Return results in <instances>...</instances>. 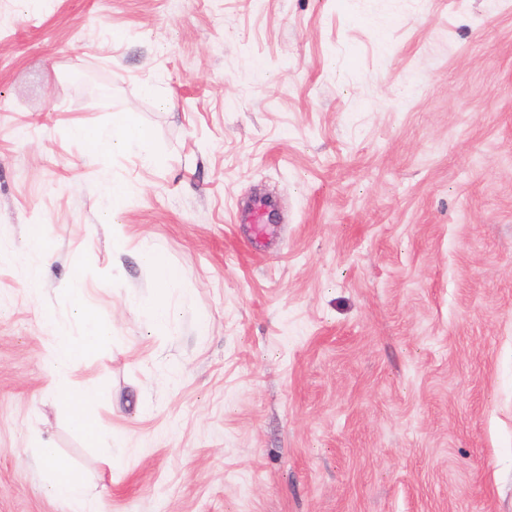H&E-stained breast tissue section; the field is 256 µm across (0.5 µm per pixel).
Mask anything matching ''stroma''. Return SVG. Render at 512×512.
I'll return each mask as SVG.
<instances>
[{"instance_id":"1","label":"stroma","mask_w":512,"mask_h":512,"mask_svg":"<svg viewBox=\"0 0 512 512\" xmlns=\"http://www.w3.org/2000/svg\"><path fill=\"white\" fill-rule=\"evenodd\" d=\"M116 112L151 165L71 136ZM77 276L108 449L44 365ZM42 439L108 512H512V0H0V512H69ZM140 259L145 266L151 269L155 284L154 292L142 303L149 309L156 323L168 326L171 323L169 297L174 292L183 289L181 288V275L156 250L150 248L140 250ZM22 265L24 287L30 294L35 296L40 295L44 287L41 263L24 257L22 259Z\"/></svg>"}]
</instances>
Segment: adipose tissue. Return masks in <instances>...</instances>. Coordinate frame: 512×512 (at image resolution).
<instances>
[{"instance_id":"ef3b65f1","label":"adipose tissue","mask_w":512,"mask_h":512,"mask_svg":"<svg viewBox=\"0 0 512 512\" xmlns=\"http://www.w3.org/2000/svg\"><path fill=\"white\" fill-rule=\"evenodd\" d=\"M73 136L87 142L98 151H141L143 164H151L152 157L143 153L146 139L144 130L131 113H114L108 127L80 122L72 128ZM142 263L151 269L155 288L145 299L144 305L151 312L156 323L162 326L171 322L170 297L180 291V273L168 264L162 255L153 249L140 252ZM73 296L75 315L79 322L78 336H70L62 325H52L51 331L57 337L47 354L48 373L53 390L69 410L73 425L95 447L107 446L109 430L96 417V408L103 399L102 392L95 387L73 380L72 373L99 344L112 338L110 325L102 323L88 311L82 298L79 280H72L69 288ZM38 452L48 463L47 482L51 490L65 499L70 512H104L102 499L89 489L85 478L79 472L58 461L51 443H41Z\"/></svg>"}]
</instances>
